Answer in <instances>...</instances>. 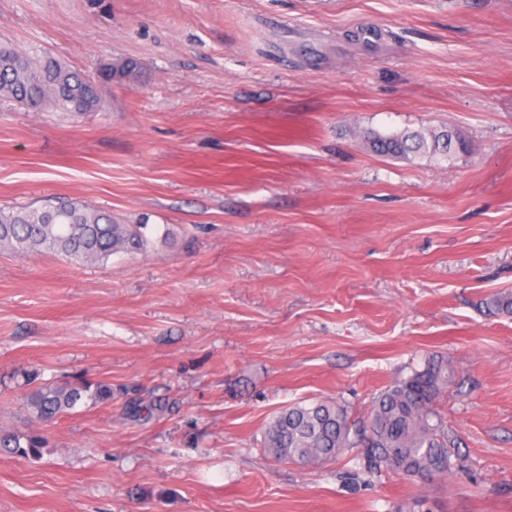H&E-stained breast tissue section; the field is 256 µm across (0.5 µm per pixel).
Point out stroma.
Segmentation results:
<instances>
[{
	"mask_svg": "<svg viewBox=\"0 0 512 512\" xmlns=\"http://www.w3.org/2000/svg\"><path fill=\"white\" fill-rule=\"evenodd\" d=\"M0 42L104 86L0 97V207L72 200L168 240L0 250V512H512V0H0ZM448 128L451 161L365 136ZM446 357L451 475L275 459L267 423ZM107 384L48 421L34 387ZM0 448L20 457H35L41 452L42 441L36 436L0 432Z\"/></svg>",
	"mask_w": 512,
	"mask_h": 512,
	"instance_id": "1",
	"label": "stroma"
}]
</instances>
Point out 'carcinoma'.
<instances>
[{
	"label": "carcinoma",
	"mask_w": 512,
	"mask_h": 512,
	"mask_svg": "<svg viewBox=\"0 0 512 512\" xmlns=\"http://www.w3.org/2000/svg\"><path fill=\"white\" fill-rule=\"evenodd\" d=\"M0 96L38 110L50 106L83 114L95 110L102 88L59 61H43L9 45H0ZM371 149L383 156L448 159L467 149L451 130L403 131L368 135ZM149 224H127L111 212L78 202L19 209L0 208V247L18 254L48 252L73 262H104L117 254L137 255L151 243ZM452 370L434 358L421 371L382 391L363 419L349 416L335 401L296 404L269 423L264 447L275 457L306 464L331 459L348 448H364L375 469L411 478H433L453 469L455 439L438 409ZM84 398L105 401L112 388L80 383L39 387L27 399L31 417L47 420L71 412ZM0 448L20 457L40 454L36 436L0 433Z\"/></svg>",
	"instance_id": "1"
}]
</instances>
